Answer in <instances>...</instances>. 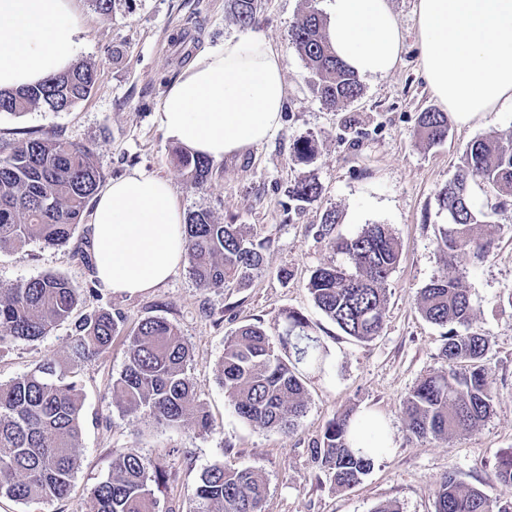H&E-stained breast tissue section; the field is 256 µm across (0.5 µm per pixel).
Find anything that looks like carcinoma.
Instances as JSON below:
<instances>
[{
	"label": "carcinoma",
	"mask_w": 512,
	"mask_h": 512,
	"mask_svg": "<svg viewBox=\"0 0 512 512\" xmlns=\"http://www.w3.org/2000/svg\"><path fill=\"white\" fill-rule=\"evenodd\" d=\"M260 0H231L236 23L258 22ZM319 12L307 7L293 25L288 45L309 68L322 105L336 108L360 97L357 76L332 54ZM102 73L78 62L68 71L18 91H0V114L36 109L63 112L90 97ZM418 135L429 144L448 136V113L419 116ZM177 167L195 185L207 182L212 163L189 152L175 155ZM104 182L91 151L58 136L29 137L0 150V252L38 240L67 244L85 221L89 201ZM489 194L486 209L471 203L472 192ZM314 179L289 187L301 206L320 196ZM512 201V133L490 131L470 141L456 173L437 194L446 222L437 225V245L452 265L459 258L484 261L494 247L491 215ZM336 213L322 217V231L347 263L315 269L307 288L315 306L347 336L365 342L386 322L387 282L399 264L402 243L385 224H367L354 236H332ZM189 274L205 289L249 286L263 269L262 244L244 224H219L206 209L186 219ZM79 302L66 277L44 274L0 288V348L7 338L37 341L68 321ZM422 317L448 328L444 367L423 378L405 401L407 430L417 438H445L478 428L493 411L495 391L486 360L488 338L474 327V308L458 275L432 280L420 292ZM121 314L100 310L74 323V355L91 360L107 351L123 330ZM129 339V356L112 380L122 414L143 416L178 428L189 422L208 433L212 421L196 398L189 373L191 351L180 331L162 317L141 320ZM319 337L300 312L288 311L282 325L238 327L224 340L216 372L235 413L253 429L291 433L307 408L306 375L322 368ZM77 364L46 360L31 372L0 384V496L19 502L65 498L78 469L75 448L81 436L83 392ZM362 420L349 412L332 418L310 449L312 461L338 488H351L366 475L378 452L359 448ZM496 482L512 487V449L501 453ZM165 470L135 449L118 453L112 475L95 487L89 512H156L155 490L165 486ZM266 483L253 468L205 470L191 491L193 512H263ZM435 512H512V497L501 498L447 476L436 491Z\"/></svg>",
	"instance_id": "carcinoma-1"
}]
</instances>
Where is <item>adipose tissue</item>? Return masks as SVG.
I'll list each match as a JSON object with an SVG mask.
<instances>
[{"mask_svg":"<svg viewBox=\"0 0 512 512\" xmlns=\"http://www.w3.org/2000/svg\"><path fill=\"white\" fill-rule=\"evenodd\" d=\"M75 0H0V89L66 71L83 43ZM326 37L361 77L396 66L403 35L388 0H327ZM418 40L433 96L463 125L512 107V0H418ZM286 99L280 53L260 34L226 38L166 91L161 129L214 161L262 144ZM97 278L115 293L163 284L186 261L182 211L167 179L132 174L102 188L87 219Z\"/></svg>","mask_w":512,"mask_h":512,"instance_id":"obj_1","label":"adipose tissue"}]
</instances>
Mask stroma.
<instances>
[{"instance_id":"stroma-1","label":"stroma","mask_w":512,"mask_h":512,"mask_svg":"<svg viewBox=\"0 0 512 512\" xmlns=\"http://www.w3.org/2000/svg\"><path fill=\"white\" fill-rule=\"evenodd\" d=\"M325 11L326 0H261L257 33L283 55L287 98L279 127L267 141L214 163L203 186L191 183L173 161L178 148L158 123L165 92L202 51L241 34L227 0H117L110 15L76 0L84 29L79 53L103 76L91 96L66 112L34 110L0 114V147L47 132L88 147L106 181L140 172L170 181L183 212L210 210L216 222L244 224L265 245L264 267L246 288L198 287L179 266L157 288L115 294L101 288L80 255L90 252V227L80 225L70 242H31L0 253V286L46 273L67 277L80 291L75 310L121 313L124 328L160 316L187 341L189 368L199 402L213 422L211 433L193 424L166 428L123 415L112 398V380L128 357L124 336L82 362L84 385L79 468L70 495L61 501L21 503L0 497V512H86L94 488L112 474L116 452L133 448L169 474L158 492V512H192L190 490L215 464L252 467L267 484L264 512H373L382 503L400 512H434L444 476L474 487L494 484L498 455L512 448V314L501 299L512 291V206L493 218L495 245L469 268L463 285L475 309V325L490 341L488 367L497 397L490 417L475 431L447 438L413 437L404 401L414 386L440 368L444 328L417 309L420 291L450 274L435 231L442 223L437 193L456 171L465 145L492 130H512V109L489 112L471 124L450 122L447 139L430 145L417 134L421 112L438 108L421 66L416 0H389L405 40L395 68L361 78L362 95L335 109L317 99L306 63L288 47L289 32L307 5ZM313 155L297 158V140ZM313 178L321 195L295 206L288 188ZM335 211V232L351 236L367 224H385L403 245L388 279L387 320L374 339L344 334L314 306L307 289L318 267L343 260L321 233L322 216ZM289 310L313 324L327 356L322 371L306 379L307 410L296 431L257 432L227 404L216 375L224 340L239 326L272 327ZM72 357V326L44 338L8 341L0 349V382L33 370L46 358ZM354 410L382 419L389 448L374 458L360 483L340 489L314 464L310 448L337 414Z\"/></svg>"}]
</instances>
